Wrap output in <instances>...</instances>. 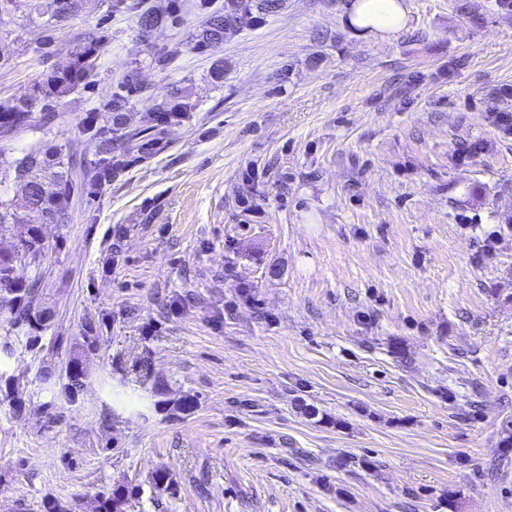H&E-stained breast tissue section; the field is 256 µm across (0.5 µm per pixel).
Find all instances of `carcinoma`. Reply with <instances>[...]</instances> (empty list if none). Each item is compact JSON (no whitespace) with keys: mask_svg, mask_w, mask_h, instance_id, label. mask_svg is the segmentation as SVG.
<instances>
[{"mask_svg":"<svg viewBox=\"0 0 512 512\" xmlns=\"http://www.w3.org/2000/svg\"><path fill=\"white\" fill-rule=\"evenodd\" d=\"M86 0H0V26L18 17L39 22L55 31L62 29L80 14ZM283 0H224V10L206 14L199 26L188 34L189 49L206 51L222 44L228 35L238 30L243 16L264 19L282 9ZM183 25L181 11L175 7L155 10L141 7L138 27L146 38L158 27ZM101 48L93 38L76 49L70 64L45 74L20 96L0 99V141L35 128L32 102L45 118L58 111L62 99L92 82ZM139 107V126L127 134L130 139L144 140L149 148L160 140L164 128L179 123L196 110V103L185 88L172 86L161 99L138 89L128 81L121 82L112 95L111 112H129ZM84 132L97 157L93 169L77 175L76 163L63 146L37 142L15 154L0 149V183L11 180L28 187L22 199L0 194V238L14 239L8 251L0 249V316L17 329L25 330L27 345L34 347L42 340L41 333L48 322L41 311L32 307L41 284L40 266L45 256V229L50 224H66L74 196L92 194L102 184L123 171L129 164L126 150L107 136L104 126L92 119L85 123ZM73 356L66 366L65 390L77 392L87 379ZM140 493L138 485H119L100 496L98 512H115L123 499Z\"/></svg>","mask_w":512,"mask_h":512,"instance_id":"carcinoma-1","label":"carcinoma"}]
</instances>
